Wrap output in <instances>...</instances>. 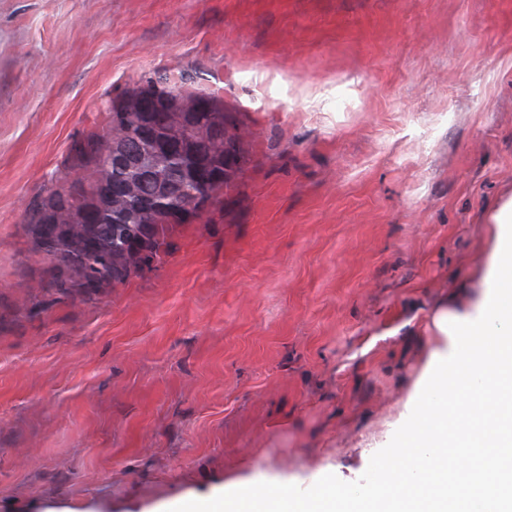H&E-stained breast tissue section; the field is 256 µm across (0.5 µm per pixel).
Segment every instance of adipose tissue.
<instances>
[{"instance_id": "1", "label": "adipose tissue", "mask_w": 512, "mask_h": 512, "mask_svg": "<svg viewBox=\"0 0 512 512\" xmlns=\"http://www.w3.org/2000/svg\"><path fill=\"white\" fill-rule=\"evenodd\" d=\"M495 245L475 304L433 318L442 345L376 462L363 506L334 478L299 512H483L477 454L512 449V199L493 212Z\"/></svg>"}]
</instances>
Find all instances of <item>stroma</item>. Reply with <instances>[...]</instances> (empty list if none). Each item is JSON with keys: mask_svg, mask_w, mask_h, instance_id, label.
Instances as JSON below:
<instances>
[{"mask_svg": "<svg viewBox=\"0 0 512 512\" xmlns=\"http://www.w3.org/2000/svg\"><path fill=\"white\" fill-rule=\"evenodd\" d=\"M250 133L222 205L94 301L27 220L159 79ZM512 196V0H0V512L371 478Z\"/></svg>", "mask_w": 512, "mask_h": 512, "instance_id": "1", "label": "stroma"}]
</instances>
